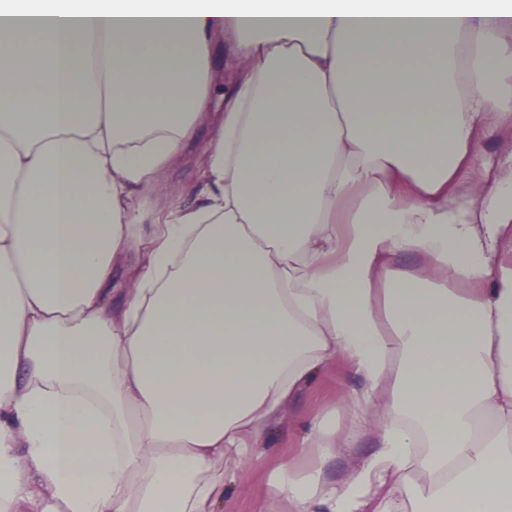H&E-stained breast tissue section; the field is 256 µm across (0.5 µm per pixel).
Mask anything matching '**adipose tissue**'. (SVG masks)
Instances as JSON below:
<instances>
[{
	"mask_svg": "<svg viewBox=\"0 0 512 512\" xmlns=\"http://www.w3.org/2000/svg\"><path fill=\"white\" fill-rule=\"evenodd\" d=\"M511 123L512 0H0V512H217L340 355L288 512H512ZM218 63L216 77L214 78L211 92V110L218 111L224 107V89L229 87L233 80L235 69L232 60L224 56V46L219 45L217 49ZM225 57V59H224ZM204 141V137L201 136L189 146L186 151L189 161L164 176L148 207L163 202L170 194L178 193L194 181L196 173L191 160L203 150ZM357 383L346 359L340 355L299 388L284 406L277 430L259 446L258 458L237 470L235 481L225 492L224 508L219 511L255 512L261 503L268 512H281L280 499L267 498L269 477L280 464L307 467L320 454L316 443L302 438V427L317 415L324 417L325 430L336 437V453L330 465L333 478L343 477L354 459L368 454L373 447L370 437L355 445L346 442L350 415L347 390Z\"/></svg>",
	"mask_w": 512,
	"mask_h": 512,
	"instance_id": "obj_1",
	"label": "adipose tissue"
}]
</instances>
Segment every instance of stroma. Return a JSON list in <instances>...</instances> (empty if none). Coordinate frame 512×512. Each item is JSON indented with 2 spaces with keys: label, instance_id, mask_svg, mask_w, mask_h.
I'll list each match as a JSON object with an SVG mask.
<instances>
[{
  "label": "stroma",
  "instance_id": "stroma-1",
  "mask_svg": "<svg viewBox=\"0 0 512 512\" xmlns=\"http://www.w3.org/2000/svg\"><path fill=\"white\" fill-rule=\"evenodd\" d=\"M355 383L346 359L340 356L299 388L284 406L277 430L260 445L257 459L237 470L225 492L221 512H256L261 505L267 512H282L280 500L267 496L269 477L278 465L306 467L319 455L317 444L302 438L303 426L315 416H323L325 430L336 439V453L330 465L332 477H343L354 459L368 454L371 438H362L352 446L346 442L350 415L347 390Z\"/></svg>",
  "mask_w": 512,
  "mask_h": 512
}]
</instances>
